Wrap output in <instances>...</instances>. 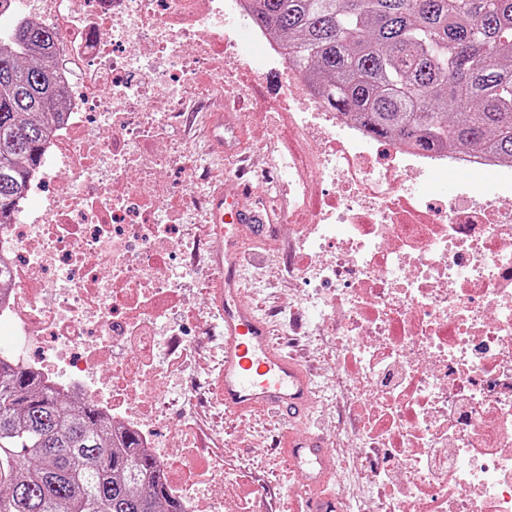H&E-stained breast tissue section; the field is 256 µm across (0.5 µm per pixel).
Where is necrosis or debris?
Instances as JSON below:
<instances>
[{"mask_svg": "<svg viewBox=\"0 0 512 512\" xmlns=\"http://www.w3.org/2000/svg\"><path fill=\"white\" fill-rule=\"evenodd\" d=\"M249 0H0L52 32L64 95L24 191L0 219V362L92 400L156 462L180 512H252L253 486L191 433L202 382L185 375L187 296L206 277L189 227L208 191L172 135L182 115L250 99L245 130L280 143L278 231L299 252L304 313L334 357L335 396L359 420L337 460L341 512H512V166L369 136L327 108L264 31L234 38ZM479 178L436 203L413 183ZM181 170L177 190H148ZM48 194L38 209L30 201Z\"/></svg>", "mask_w": 512, "mask_h": 512, "instance_id": "4bbe7bcc", "label": "necrosis or debris"}]
</instances>
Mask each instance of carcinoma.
Segmentation results:
<instances>
[{"label":"carcinoma","mask_w":512,"mask_h":512,"mask_svg":"<svg viewBox=\"0 0 512 512\" xmlns=\"http://www.w3.org/2000/svg\"><path fill=\"white\" fill-rule=\"evenodd\" d=\"M327 107L371 136L512 161V0H254ZM0 45V214L36 164L58 91L51 34L19 22ZM132 435L0 364V512H178Z\"/></svg>","instance_id":"carcinoma-1"}]
</instances>
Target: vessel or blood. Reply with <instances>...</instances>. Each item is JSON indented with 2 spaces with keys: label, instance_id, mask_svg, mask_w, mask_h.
<instances>
[{
  "label": "vessel or blood",
  "instance_id": "1",
  "mask_svg": "<svg viewBox=\"0 0 512 512\" xmlns=\"http://www.w3.org/2000/svg\"><path fill=\"white\" fill-rule=\"evenodd\" d=\"M206 138L209 153L223 156V113H210ZM256 193V187L244 181L235 197H225L220 187L211 194L210 293L221 315L222 353L211 391L225 416L244 418L256 410L271 409L295 420L304 417L314 403L311 373L297 356L275 342L268 322L238 288L241 274L233 246L243 225L255 218L251 203ZM278 446L290 467L307 469L308 512H332L334 499L327 487L333 475L334 452L327 436L301 434L291 428L282 434Z\"/></svg>",
  "mask_w": 512,
  "mask_h": 512
}]
</instances>
